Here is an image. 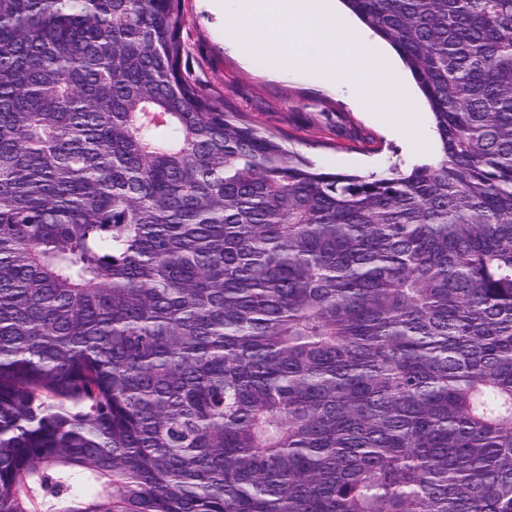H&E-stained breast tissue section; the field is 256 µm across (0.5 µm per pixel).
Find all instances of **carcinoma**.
<instances>
[{"label": "carcinoma", "mask_w": 512, "mask_h": 512, "mask_svg": "<svg viewBox=\"0 0 512 512\" xmlns=\"http://www.w3.org/2000/svg\"><path fill=\"white\" fill-rule=\"evenodd\" d=\"M435 161L332 172L182 0H0V512H512V0H343Z\"/></svg>", "instance_id": "carcinoma-1"}]
</instances>
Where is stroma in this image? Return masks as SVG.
<instances>
[{
	"label": "stroma",
	"mask_w": 512,
	"mask_h": 512,
	"mask_svg": "<svg viewBox=\"0 0 512 512\" xmlns=\"http://www.w3.org/2000/svg\"><path fill=\"white\" fill-rule=\"evenodd\" d=\"M187 53L183 65L214 95L260 130L284 137L287 148L331 169L367 175L396 165L409 169L433 162L440 151L429 107L403 63L397 74L406 78L410 101L428 137L423 154L411 152L402 132L362 98L361 83L349 78L322 87L318 74L288 69L270 77L260 59L243 62L224 44L234 24L237 0H224L216 17L202 0H185Z\"/></svg>",
	"instance_id": "stroma-1"
}]
</instances>
